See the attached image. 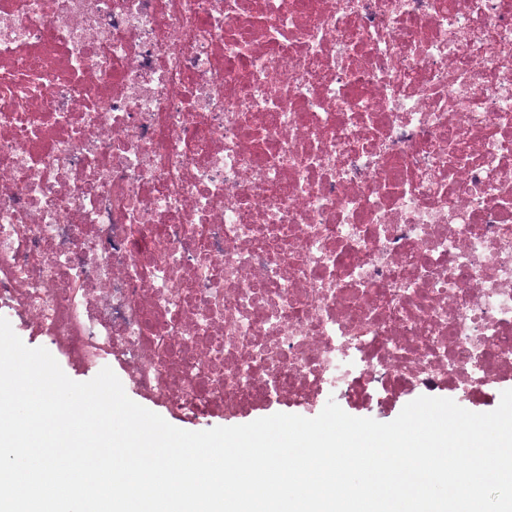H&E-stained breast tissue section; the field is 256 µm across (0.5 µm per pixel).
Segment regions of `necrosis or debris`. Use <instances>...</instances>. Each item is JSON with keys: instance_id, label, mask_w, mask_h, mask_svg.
<instances>
[{"instance_id": "necrosis-or-debris-1", "label": "necrosis or debris", "mask_w": 512, "mask_h": 512, "mask_svg": "<svg viewBox=\"0 0 512 512\" xmlns=\"http://www.w3.org/2000/svg\"><path fill=\"white\" fill-rule=\"evenodd\" d=\"M0 317L192 425L512 385V0H0Z\"/></svg>"}]
</instances>
